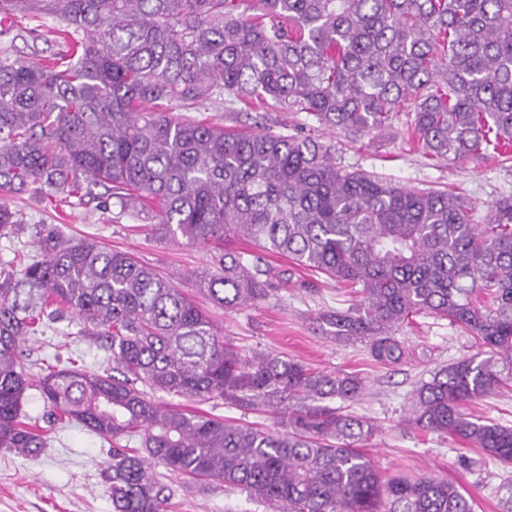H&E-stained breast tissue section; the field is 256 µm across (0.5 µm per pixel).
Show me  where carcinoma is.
Wrapping results in <instances>:
<instances>
[{
	"instance_id": "obj_1",
	"label": "carcinoma",
	"mask_w": 512,
	"mask_h": 512,
	"mask_svg": "<svg viewBox=\"0 0 512 512\" xmlns=\"http://www.w3.org/2000/svg\"><path fill=\"white\" fill-rule=\"evenodd\" d=\"M24 23L52 17L68 55L0 57V192L39 184L96 196L161 235L216 249L191 274L226 310L271 298L283 272L224 247L242 240L351 289L356 303L313 323L383 364L406 358L400 327L423 314L473 336L483 355L434 370L405 423L512 465V426L465 406L512 365V195L475 206L448 190L351 170L311 136L226 128L171 115L225 94L307 112L356 143L406 116L425 154L477 159L512 147V0H0ZM25 230L0 197V237ZM36 255L0 266V448L41 454L23 421L30 391L54 420L114 446L103 483L112 512H171L167 473L220 482L280 512H473L460 487L382 476L362 451L374 424L323 404L352 402L354 373H328L229 341L172 282L133 254L34 236ZM110 353L101 372L23 363L26 337L65 312ZM262 411L258 428L157 403L154 393ZM137 439L139 446L120 447Z\"/></svg>"
}]
</instances>
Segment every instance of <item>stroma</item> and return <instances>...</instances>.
<instances>
[{"label":"stroma","instance_id":"obj_1","mask_svg":"<svg viewBox=\"0 0 512 512\" xmlns=\"http://www.w3.org/2000/svg\"><path fill=\"white\" fill-rule=\"evenodd\" d=\"M56 25L48 17L32 22L31 32L22 38L0 37V50L9 49L12 58L22 61H39L64 48L62 42L48 37ZM186 115L225 126L250 127L258 122L276 131L309 135L332 144L338 160L351 169L375 171L410 188L449 189L480 208L512 194V159L503 161L493 154L463 162L430 158L407 142L401 120L373 139L353 144L342 134L317 128L306 113L249 110L240 104L229 105L220 96L187 110ZM10 202L27 229L18 236L0 238V262L18 252H33L34 231L42 224L57 225L69 239L91 238L107 248L130 252L169 277L235 345L285 354L329 372L358 374L364 389L357 400L343 403L336 399L332 405L377 425L365 452L381 475L444 477L472 499L474 512H505L496 491L503 474L500 466L482 460L477 449L461 440L403 423L409 397L435 368L477 351L473 339L448 321L416 316L400 331L411 356L403 363L384 365L370 357L364 343L340 344L314 329L311 320L319 312L350 303V292L333 281L297 270L290 282L277 284L273 299L227 311L199 293L190 280L193 271L210 266L207 248L182 238L167 240L135 231V218L119 214L114 206L101 208L87 197L60 199L35 187L11 196ZM79 330L76 319L66 316L50 324L43 336L26 342L27 370L37 375L49 366L105 369L106 353ZM503 377L504 385L470 403L468 413L512 425V368L504 369ZM155 399L187 411L239 418L262 428L274 425L269 414H244L217 400H188L164 392L156 393ZM111 463V447L75 424L51 427L48 445L36 458L0 448V512H112L101 478ZM176 500L175 512H273L245 492L221 484L179 488Z\"/></svg>","mask_w":512,"mask_h":512}]
</instances>
